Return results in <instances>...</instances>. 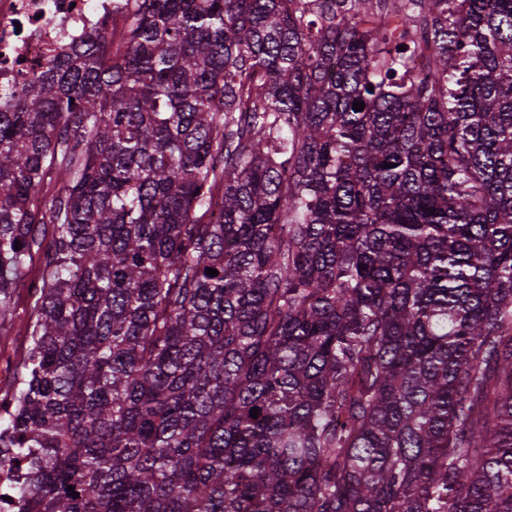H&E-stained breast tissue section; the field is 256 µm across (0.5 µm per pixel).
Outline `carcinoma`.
Here are the masks:
<instances>
[{"label":"carcinoma","mask_w":512,"mask_h":512,"mask_svg":"<svg viewBox=\"0 0 512 512\" xmlns=\"http://www.w3.org/2000/svg\"><path fill=\"white\" fill-rule=\"evenodd\" d=\"M122 1L0 94L18 512H512V0ZM32 298L28 288H18L14 294L16 330L10 336L0 335V398L12 389L16 378V366L29 345L24 330L18 329L21 320L27 318Z\"/></svg>","instance_id":"1"}]
</instances>
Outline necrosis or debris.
Segmentation results:
<instances>
[{
	"label": "necrosis or debris",
	"mask_w": 512,
	"mask_h": 512,
	"mask_svg": "<svg viewBox=\"0 0 512 512\" xmlns=\"http://www.w3.org/2000/svg\"><path fill=\"white\" fill-rule=\"evenodd\" d=\"M114 0H0V89L21 88L65 45L111 23Z\"/></svg>",
	"instance_id": "4bbe7bcc"
}]
</instances>
